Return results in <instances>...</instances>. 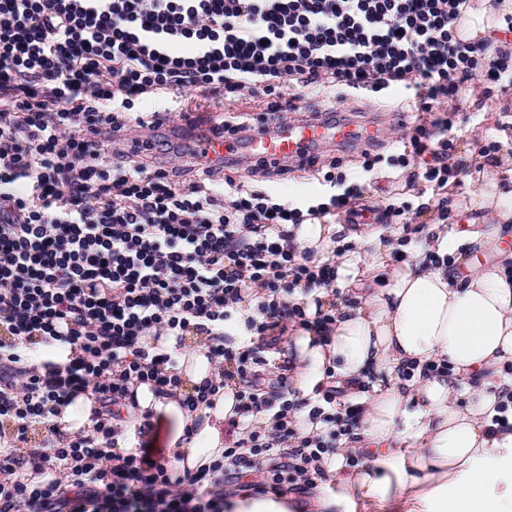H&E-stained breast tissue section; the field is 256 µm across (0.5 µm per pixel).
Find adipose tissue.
Wrapping results in <instances>:
<instances>
[{
	"mask_svg": "<svg viewBox=\"0 0 512 512\" xmlns=\"http://www.w3.org/2000/svg\"><path fill=\"white\" fill-rule=\"evenodd\" d=\"M512 14V0H479L454 26L459 39L493 38ZM470 208L492 210L491 224L429 227V237L398 267H390L396 241L374 229L361 238L364 254L332 257L339 224L308 223L295 228L293 244L313 262L335 259L339 285L349 298L322 289L304 296L307 316L317 307H335L329 341L313 331L294 335L292 386L298 397L313 395L328 374L351 384H371L358 434L374 454L372 470L342 477L346 449L326 455V473L345 488L393 505V512H512V430L493 431L494 407L502 389H512V249L499 248L512 236V185H501L495 170L484 175ZM390 271L385 287L362 292L361 279ZM180 394L212 378L213 366L198 340L177 346ZM447 362L444 376H426L428 363ZM411 377H402L404 369ZM137 405L130 411L115 448L125 451L145 415L173 419L167 458L174 475L209 465L224 453V423L234 417L236 386H225L214 408L192 413L178 396L155 393L131 382Z\"/></svg>",
	"mask_w": 512,
	"mask_h": 512,
	"instance_id": "ef3b65f1",
	"label": "adipose tissue"
}]
</instances>
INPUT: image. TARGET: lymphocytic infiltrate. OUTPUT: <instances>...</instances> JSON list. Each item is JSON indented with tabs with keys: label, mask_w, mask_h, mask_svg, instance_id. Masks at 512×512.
I'll use <instances>...</instances> for the list:
<instances>
[{
	"label": "lymphocytic infiltrate",
	"mask_w": 512,
	"mask_h": 512,
	"mask_svg": "<svg viewBox=\"0 0 512 512\" xmlns=\"http://www.w3.org/2000/svg\"><path fill=\"white\" fill-rule=\"evenodd\" d=\"M471 0H0V512H224L228 483L287 494L323 475V454L361 413H330L327 388L309 411L326 433L299 432L297 405L264 388L265 354L291 328L328 334L334 312L308 318L294 293L332 289L336 265L292 244L306 221L353 216L351 187L290 206L232 178L211 186V165L180 184L151 164L152 143L124 145L148 99L199 91L262 111L224 121L225 134L267 129L304 92L331 86L379 93L400 84L421 119L402 152L362 153L407 186L424 181L448 219L459 168L452 123L437 107L471 86L512 87V17L495 51L457 38ZM256 315L238 319L245 288ZM206 339L214 380L188 394V411L238 387L233 436L221 459L182 478L146 443L118 453L131 380L179 388L163 336ZM50 353L37 362L32 352ZM93 402L92 434H61L56 418ZM268 412L269 425L240 423ZM42 426L45 439L29 444Z\"/></svg>",
	"instance_id": "f902f5d3"
}]
</instances>
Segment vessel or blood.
I'll use <instances>...</instances> for the list:
<instances>
[{"label":"vessel or blood","mask_w":512,"mask_h":512,"mask_svg":"<svg viewBox=\"0 0 512 512\" xmlns=\"http://www.w3.org/2000/svg\"><path fill=\"white\" fill-rule=\"evenodd\" d=\"M214 119H206L203 136L197 137L193 149L205 163L223 164L233 156L250 158H309L323 148L362 140L369 136L366 128H355L336 122L334 117L309 115L299 119L280 121L274 128L251 133L239 140L235 152H228L223 137L214 135Z\"/></svg>","instance_id":"vessel-or-blood-1"}]
</instances>
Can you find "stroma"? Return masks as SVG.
Instances as JSON below:
<instances>
[{"instance_id": "35a3bbf8", "label": "stroma", "mask_w": 512, "mask_h": 512, "mask_svg": "<svg viewBox=\"0 0 512 512\" xmlns=\"http://www.w3.org/2000/svg\"><path fill=\"white\" fill-rule=\"evenodd\" d=\"M306 108H328L339 106L345 121L362 127L371 126L376 136L366 142H353L336 147V156L342 157L341 173L346 185H355L361 191V198L367 206L384 208L390 192L395 186L389 183L383 174L364 171L360 163V153L368 149L386 156L397 154L402 142L408 135L410 127L417 118V111L409 93L400 86L393 87L387 96H350L337 98L334 88H320L310 92L304 99ZM512 107V91L496 92L489 98L479 101L468 97L457 103L447 104L448 116L453 122L455 135L454 158L462 165L463 173L460 183L448 189V222L465 224L476 222L489 224L493 221L491 211H473L468 207L470 195L483 185L481 169L487 160L480 154L481 146L498 142L503 151L512 156V127L505 129L500 124L501 111ZM162 107L170 112L192 111L202 115L222 114L230 111L234 116H248L257 113L258 106L250 98H243L230 106H223L221 100L208 98L197 92L185 93L181 98H169L160 102L150 100L144 105L145 110ZM229 176L244 186H259L274 197L288 202L306 198H326L336 194L337 186L325 182L322 175L313 170L293 169L286 179L277 178L259 183L250 177L245 169H229Z\"/></svg>"}]
</instances>
